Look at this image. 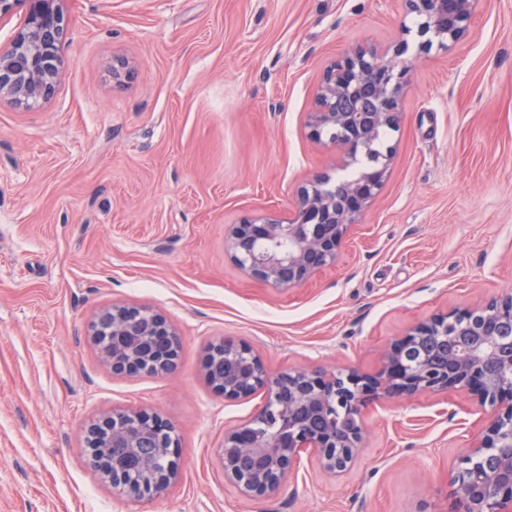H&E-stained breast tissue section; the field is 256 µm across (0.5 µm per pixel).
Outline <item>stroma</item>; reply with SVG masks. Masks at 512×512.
I'll return each instance as SVG.
<instances>
[{
	"instance_id": "35a3bbf8",
	"label": "stroma",
	"mask_w": 512,
	"mask_h": 512,
	"mask_svg": "<svg viewBox=\"0 0 512 512\" xmlns=\"http://www.w3.org/2000/svg\"><path fill=\"white\" fill-rule=\"evenodd\" d=\"M53 97L0 102V512H455L449 473L480 415L454 392L368 404L341 477L302 459L251 499L224 479L229 399L208 347L248 344L273 372L355 367L412 323L512 291V0H481L452 53L410 47L385 184L338 262L278 291L224 250L242 216L287 217L330 171L308 136L323 69L398 38L401 0H61ZM128 64L112 77V63ZM145 306L180 338L168 373L122 376L87 336L101 309ZM113 410L172 423L177 479L146 503L90 466L87 426Z\"/></svg>"
}]
</instances>
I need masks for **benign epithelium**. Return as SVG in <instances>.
<instances>
[{"label": "benign epithelium", "mask_w": 512, "mask_h": 512, "mask_svg": "<svg viewBox=\"0 0 512 512\" xmlns=\"http://www.w3.org/2000/svg\"><path fill=\"white\" fill-rule=\"evenodd\" d=\"M60 0H0V18L26 6L24 23L0 50V101L31 106L55 93L66 22ZM419 49L452 52L470 31L479 0H403ZM408 41L357 45L328 65L308 114L309 137L336 151L334 173L299 187L287 220L245 216L224 231V248L250 278L288 290L334 265L348 228L379 193L392 151L369 158L379 134L397 128L410 66ZM88 336L114 375L166 372L180 338L149 307L114 305ZM224 397L264 394L250 420L224 433V479L252 498L277 495L307 453L334 476L362 449L370 401L453 390L469 397L485 428L459 457L451 480L455 512H512V293L410 325L382 352L372 374L355 369L267 370L244 342L221 340L204 359ZM90 460L112 491L135 501L163 495L178 475L174 425L145 411H114L86 430Z\"/></svg>", "instance_id": "obj_1"}]
</instances>
